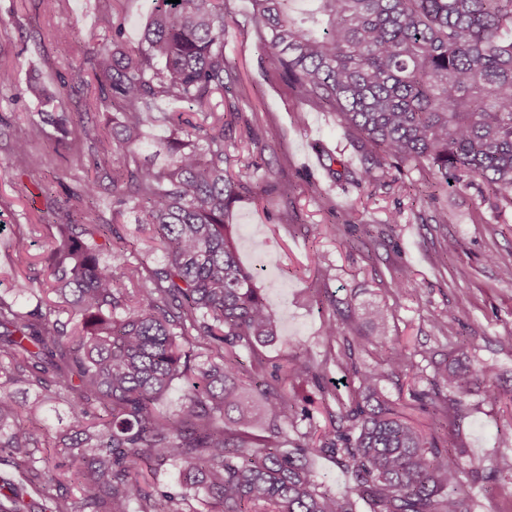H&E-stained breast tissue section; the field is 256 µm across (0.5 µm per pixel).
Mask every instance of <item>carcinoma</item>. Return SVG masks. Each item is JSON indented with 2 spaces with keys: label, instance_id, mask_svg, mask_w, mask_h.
Masks as SVG:
<instances>
[{
  "label": "carcinoma",
  "instance_id": "1",
  "mask_svg": "<svg viewBox=\"0 0 512 512\" xmlns=\"http://www.w3.org/2000/svg\"><path fill=\"white\" fill-rule=\"evenodd\" d=\"M248 20L281 78L312 109L375 155L362 179L391 161L426 166L437 189L478 179L512 208V0H252ZM140 46L124 38L115 12L110 41L87 62L96 100L118 110L112 137L89 113L49 112L15 145L12 167L33 171V143L56 132L65 152L95 171L72 201L51 207L57 223L42 257L44 280L14 273L0 296V512H473L455 478L451 448H439L382 398L388 370L408 366L391 347L381 363L355 371L348 401L335 397L333 430L288 447L279 418L310 417L295 390L323 374L301 353L273 370L252 360L240 381L238 352L278 334L255 273L237 257L229 218L244 192L267 191L229 173L225 132L236 113L198 123L161 112L162 101L200 111L224 97L233 67L224 57V5L153 0ZM173 129L159 165L138 161L146 129ZM119 154L108 169L105 156ZM108 181L112 222L94 202ZM137 213L163 253L145 267L119 217ZM29 255L26 235L9 239ZM448 391L487 382L492 370L458 359L436 369ZM184 401L162 402L176 383ZM26 383L69 409L72 432L49 442L28 428L11 388ZM66 454L53 463L49 447ZM323 454L356 486L332 494L315 479ZM177 469L181 491L139 478ZM77 487L65 490L63 479ZM197 498L203 510L188 507Z\"/></svg>",
  "mask_w": 512,
  "mask_h": 512
}]
</instances>
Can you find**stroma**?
<instances>
[{
    "instance_id": "35a3bbf8",
    "label": "stroma",
    "mask_w": 512,
    "mask_h": 512,
    "mask_svg": "<svg viewBox=\"0 0 512 512\" xmlns=\"http://www.w3.org/2000/svg\"><path fill=\"white\" fill-rule=\"evenodd\" d=\"M113 0H0V68L10 80L0 84V295L8 294L13 265L7 242L24 228L35 260L30 274L44 278L40 258L49 240L41 218L51 200L80 190L93 171L64 159L38 168L34 177L9 165L12 148L42 112H81L93 108L101 129L111 130L112 109L96 103L88 48L110 40ZM229 26L224 55L234 66L225 109L238 112L236 132L227 143L235 162L230 172L250 183H269L271 191L244 197L232 215L241 265L259 269L256 284L279 330L278 338L257 354L268 365H283L304 353L323 368L339 396L356 387L355 370L375 363L379 351L363 344L370 328L366 307L387 311L389 338L408 353L412 366L386 373L381 390L423 431L454 439V464L462 492L474 512H506L512 491V281L502 278L512 263V209H497L479 180L414 195L432 179L428 169L409 163L374 185L336 179L330 159L351 172L363 153L340 127L335 113L309 109L284 84L258 37L242 23L252 0H225ZM78 28L80 49L61 54L57 33ZM69 78L71 90L60 89ZM49 89L48 100L26 92L31 80ZM448 221L436 223V210ZM457 240V254L445 251ZM263 249H256V242ZM453 322L436 327L443 310ZM335 321L336 336L325 333ZM470 367L493 369L502 393L488 401L482 386L463 396L440 428L432 426V403L448 398L433 367L448 358ZM300 396L312 399L311 419L286 427L289 442L328 427L337 406L314 383ZM496 480H489V472Z\"/></svg>"
}]
</instances>
